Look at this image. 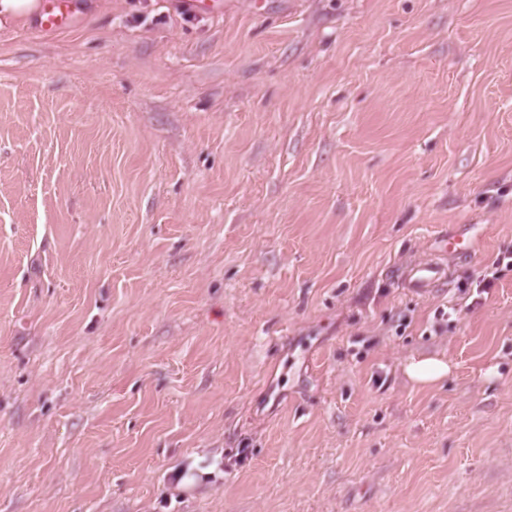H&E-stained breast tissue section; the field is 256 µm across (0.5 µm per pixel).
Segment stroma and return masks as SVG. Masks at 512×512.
Masks as SVG:
<instances>
[{
	"mask_svg": "<svg viewBox=\"0 0 512 512\" xmlns=\"http://www.w3.org/2000/svg\"><path fill=\"white\" fill-rule=\"evenodd\" d=\"M143 2L0 30V512H512V0ZM442 277V271L434 265L417 266L410 269L406 275L409 288L420 292L430 288ZM403 370L415 384L431 386L448 377L451 365L443 356H415L405 361Z\"/></svg>",
	"mask_w": 512,
	"mask_h": 512,
	"instance_id": "1",
	"label": "stroma"
}]
</instances>
